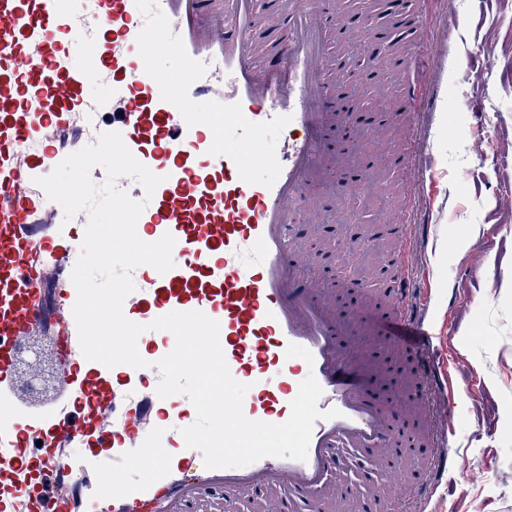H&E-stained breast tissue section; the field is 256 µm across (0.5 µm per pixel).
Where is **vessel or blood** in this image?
Here are the masks:
<instances>
[{
	"mask_svg": "<svg viewBox=\"0 0 512 512\" xmlns=\"http://www.w3.org/2000/svg\"><path fill=\"white\" fill-rule=\"evenodd\" d=\"M267 22L265 49L256 0H0V512H196L209 501L234 512L242 497L251 512H284L288 494L310 512H335L347 458L367 455L415 481L426 472L418 435L391 422L400 403L372 399L362 363L343 356L328 286L305 276L309 257L292 234L331 152L321 14L311 0H271ZM160 46L179 74L151 65ZM399 85L395 120L420 100L417 83ZM111 131L163 178L139 238L175 239L173 267L135 278L123 304L147 327L137 346L149 366L139 371L84 357L69 276L55 307L41 298L58 210L35 180ZM387 223L398 241L385 261L389 317L406 322L417 294L411 227L402 215ZM173 311L218 322L230 373L249 386L248 419L286 421L300 383L316 377L319 410L340 415L316 421L306 460L208 469L186 448L187 397L156 393L154 363L175 339L150 324ZM35 336L54 343L59 363L46 406L24 397L28 378L14 365ZM291 343L313 363L287 358Z\"/></svg>",
	"mask_w": 512,
	"mask_h": 512,
	"instance_id": "obj_1",
	"label": "vessel or blood"
}]
</instances>
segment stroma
Wrapping results in <instances>:
<instances>
[{"label": "stroma", "instance_id": "1", "mask_svg": "<svg viewBox=\"0 0 512 512\" xmlns=\"http://www.w3.org/2000/svg\"><path fill=\"white\" fill-rule=\"evenodd\" d=\"M409 9L421 26L406 39L411 73L437 106L383 126L363 152L375 157L389 213L410 204L432 215L430 240L413 241L409 264L432 287L434 365L468 389L436 406L423 456L452 453L463 471L419 497L392 474L377 487L394 493L390 512H512V294L500 292L512 275V211L502 208L512 200V0H411ZM407 148L410 167L393 168L388 155ZM364 297L354 309L362 335L340 343L405 373L402 396L417 403L426 388L409 348L416 332L381 315L382 289Z\"/></svg>", "mask_w": 512, "mask_h": 512}]
</instances>
